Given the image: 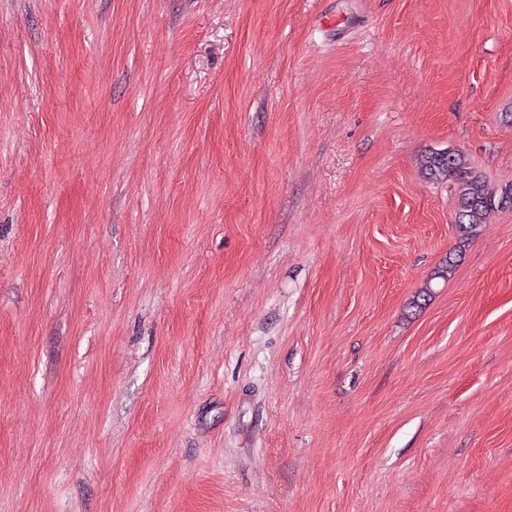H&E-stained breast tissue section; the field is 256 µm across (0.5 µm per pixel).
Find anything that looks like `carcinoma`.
<instances>
[{"label": "carcinoma", "mask_w": 512, "mask_h": 512, "mask_svg": "<svg viewBox=\"0 0 512 512\" xmlns=\"http://www.w3.org/2000/svg\"><path fill=\"white\" fill-rule=\"evenodd\" d=\"M421 166L428 178L452 183L457 198L456 229L464 239L474 236L496 210L512 207V185L492 187L457 149L431 151Z\"/></svg>", "instance_id": "cac0c4a2"}]
</instances>
